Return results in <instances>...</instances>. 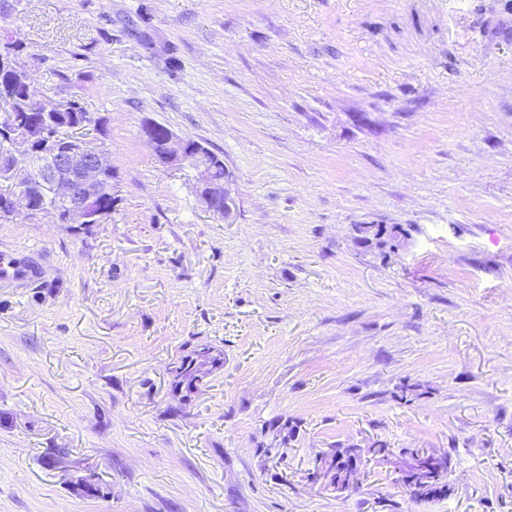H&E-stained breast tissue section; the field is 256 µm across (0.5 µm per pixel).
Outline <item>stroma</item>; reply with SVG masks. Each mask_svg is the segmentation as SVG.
I'll return each mask as SVG.
<instances>
[{"mask_svg": "<svg viewBox=\"0 0 512 512\" xmlns=\"http://www.w3.org/2000/svg\"><path fill=\"white\" fill-rule=\"evenodd\" d=\"M1 28L115 177L103 223H0V512H512V0H20ZM150 122L223 160L230 217ZM352 446L339 493L319 461ZM413 449L449 495L411 496ZM358 241L365 247L386 254V249L395 250L405 238L406 231L397 225L360 224L356 228ZM220 362L221 353L215 351L213 347L204 345L194 350L192 355L182 358L176 368V386H184L189 392L197 390L202 385L199 382V377L203 378L209 375L211 369ZM200 368H202L203 376L198 375ZM418 450H410L409 454L412 455L415 466L425 467L431 475V481L428 482L423 488H416L414 495L417 497L434 496L436 494H444L450 491V486L447 481L448 477V458H437L434 455H424L425 457H433L436 459H427L419 461Z\"/></svg>", "mask_w": 512, "mask_h": 512, "instance_id": "stroma-1", "label": "stroma"}]
</instances>
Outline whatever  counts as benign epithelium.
<instances>
[{
  "mask_svg": "<svg viewBox=\"0 0 512 512\" xmlns=\"http://www.w3.org/2000/svg\"><path fill=\"white\" fill-rule=\"evenodd\" d=\"M155 125L143 127V136L158 161L163 164H186L195 170L196 191L204 198L206 208L219 216L228 215L235 204L229 188L230 176L224 180L211 179L214 161L190 139L180 137L166 130L163 139L154 136ZM33 153L31 141L22 136L10 138L5 158L9 161V174L14 187L24 190V195L5 213L9 220L19 215L31 221L43 217L58 218L65 213L68 224H100L107 210L96 205L102 193L112 194L106 186L104 170L106 162L101 147L93 139L71 140L69 148L55 153L52 166L36 170L30 162ZM323 477L329 480L336 491L343 493L356 483V473L349 472L345 478L334 480V466L324 459L321 461Z\"/></svg>",
  "mask_w": 512,
  "mask_h": 512,
  "instance_id": "1",
  "label": "benign epithelium"
}]
</instances>
